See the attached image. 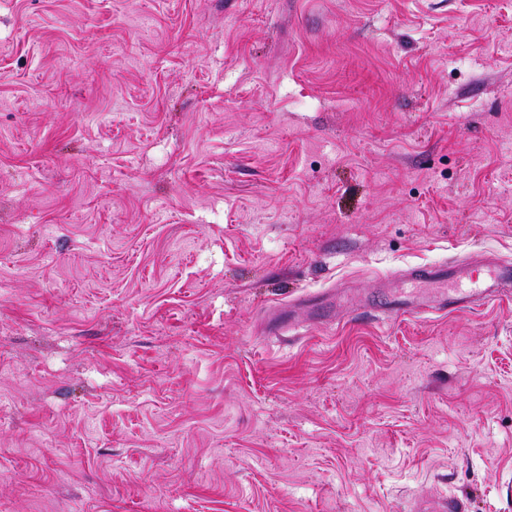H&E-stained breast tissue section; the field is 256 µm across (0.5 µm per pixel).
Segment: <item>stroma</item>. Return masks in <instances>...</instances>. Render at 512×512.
Returning a JSON list of instances; mask_svg holds the SVG:
<instances>
[{
	"label": "stroma",
	"mask_w": 512,
	"mask_h": 512,
	"mask_svg": "<svg viewBox=\"0 0 512 512\" xmlns=\"http://www.w3.org/2000/svg\"><path fill=\"white\" fill-rule=\"evenodd\" d=\"M476 253L512 0H0V512H512V300L355 312Z\"/></svg>",
	"instance_id": "35a3bbf8"
}]
</instances>
